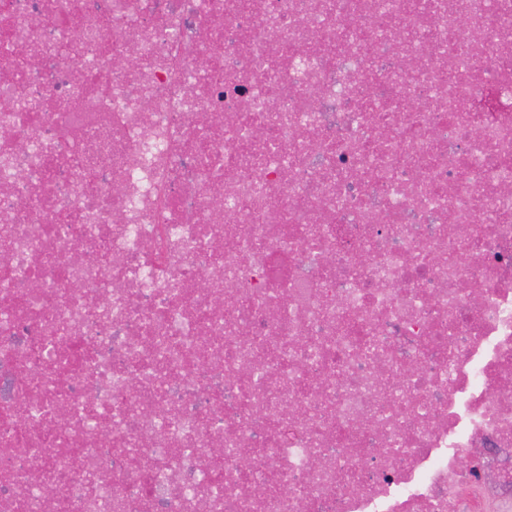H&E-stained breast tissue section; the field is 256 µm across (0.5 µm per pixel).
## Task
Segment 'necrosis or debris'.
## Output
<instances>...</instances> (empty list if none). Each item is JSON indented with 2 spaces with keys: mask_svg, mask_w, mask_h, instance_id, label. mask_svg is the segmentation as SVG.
Masks as SVG:
<instances>
[{
  "mask_svg": "<svg viewBox=\"0 0 512 512\" xmlns=\"http://www.w3.org/2000/svg\"><path fill=\"white\" fill-rule=\"evenodd\" d=\"M506 170L512 0H0V512H512Z\"/></svg>",
  "mask_w": 512,
  "mask_h": 512,
  "instance_id": "necrosis-or-debris-1",
  "label": "necrosis or debris"
}]
</instances>
